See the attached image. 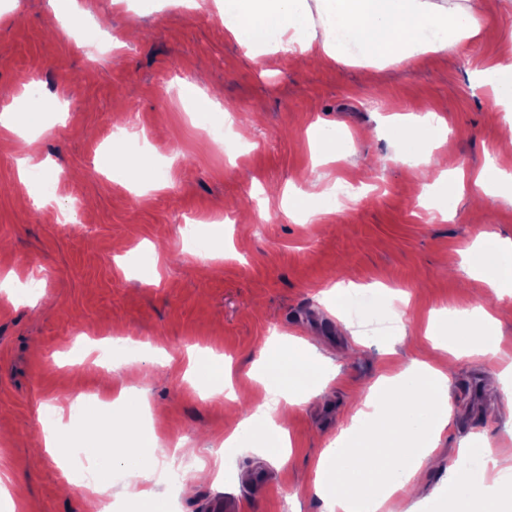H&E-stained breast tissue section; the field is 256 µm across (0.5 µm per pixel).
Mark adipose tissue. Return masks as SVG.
<instances>
[{
	"label": "adipose tissue",
	"mask_w": 512,
	"mask_h": 512,
	"mask_svg": "<svg viewBox=\"0 0 512 512\" xmlns=\"http://www.w3.org/2000/svg\"><path fill=\"white\" fill-rule=\"evenodd\" d=\"M492 14L504 18L496 32L503 58L475 77L489 87L492 111L512 112V0H458L448 6L435 0H224V29L259 65L269 55L286 53L298 61L380 69L479 39L487 32L485 17ZM390 124L403 156L437 169L435 207L451 216L460 181L441 152L449 141L446 123L396 115ZM284 206L307 224L334 213L336 196L330 190L302 191L289 196ZM471 257L474 271L497 297L512 296V240L484 235L472 246ZM427 333L437 348L447 351V361L437 367L422 362L381 376L378 389L364 398L349 425L317 459L312 488L324 512H382L392 498L417 491L448 424L447 386L457 360L472 354L493 359L499 352L498 321L486 311L474 320L431 317ZM285 344V350L265 352L253 375L269 401L224 440L225 447L253 448L275 463L285 462L291 453L288 432L276 424V417L302 398L319 394L323 382L310 343L290 336ZM189 361L193 380L205 383L211 393L236 398L222 354L193 353ZM112 405L119 416L112 421L109 450H101L97 436L79 426L63 435L60 405L44 408L43 446L52 456H64L66 437L75 438L92 462L94 478L87 485L91 495L110 492L121 476L143 512H165L164 500L154 490L157 441L133 437L144 406L142 389L121 387ZM458 454L443 481L450 512H476V502L512 497V463L494 444L464 442Z\"/></svg>",
	"instance_id": "obj_1"
}]
</instances>
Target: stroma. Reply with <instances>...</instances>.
Wrapping results in <instances>:
<instances>
[{
	"label": "stroma",
	"mask_w": 512,
	"mask_h": 512,
	"mask_svg": "<svg viewBox=\"0 0 512 512\" xmlns=\"http://www.w3.org/2000/svg\"><path fill=\"white\" fill-rule=\"evenodd\" d=\"M0 0V88L21 93L28 74L40 77L38 159L71 170L54 200L65 222L31 206L18 177L14 136L0 134V279L35 276L36 308L0 296V467L11 474L20 512H88V495L72 484L36 438L44 405L69 406L78 394L110 400L126 375L71 357L80 335L126 336L163 347L173 358L139 380L152 412L148 433L160 464L190 473L211 462L237 423L267 402L249 376L259 351L276 334L316 346L331 380L324 392L291 409L292 451L281 466L240 451L233 468L250 481L211 478L192 493L177 484L158 490L170 512H209L227 497L231 512H321L305 479L326 446L346 427L360 402L389 368L412 360L438 364L426 329L431 313L483 308L500 322L496 360L461 359L448 384L453 407L436 451L438 468L424 473L418 497L424 512H444L435 491L457 461L462 440L493 438L512 459V386L488 392L512 348V298L500 300L470 277L467 249L485 233L512 239V206L486 197L472 208L475 183L488 159L512 172L511 115L490 109L476 70L502 55L487 38L384 69L337 64L295 66L278 54L256 65L219 18L222 0ZM84 17L78 38L56 19ZM121 49L102 51L105 40ZM220 90L248 145L228 160L199 125L193 93ZM172 160L165 188L132 193L102 172L103 144L116 124L113 106ZM435 113L454 145L464 175L463 197L447 219L425 215L414 183H431L421 167L396 157L387 120ZM350 133L353 151L339 163L315 164L306 145L310 126ZM340 185L356 202L324 219L297 223L279 198L284 190ZM222 219L220 262L189 247L191 226ZM148 243L162 260V280L147 284L119 263L124 251ZM380 284L403 292L395 326L383 313L342 323L321 293L334 284ZM212 349L231 365L248 395L204 403L187 374V352ZM192 455L175 452V444Z\"/></svg>",
	"instance_id": "35a3bbf8"
}]
</instances>
